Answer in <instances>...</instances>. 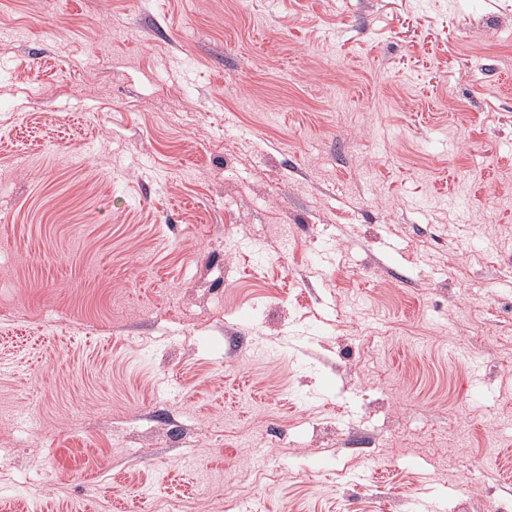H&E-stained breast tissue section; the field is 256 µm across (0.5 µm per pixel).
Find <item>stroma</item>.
Segmentation results:
<instances>
[{"label":"stroma","mask_w":512,"mask_h":512,"mask_svg":"<svg viewBox=\"0 0 512 512\" xmlns=\"http://www.w3.org/2000/svg\"><path fill=\"white\" fill-rule=\"evenodd\" d=\"M0 35V512L512 503V0Z\"/></svg>","instance_id":"35a3bbf8"}]
</instances>
